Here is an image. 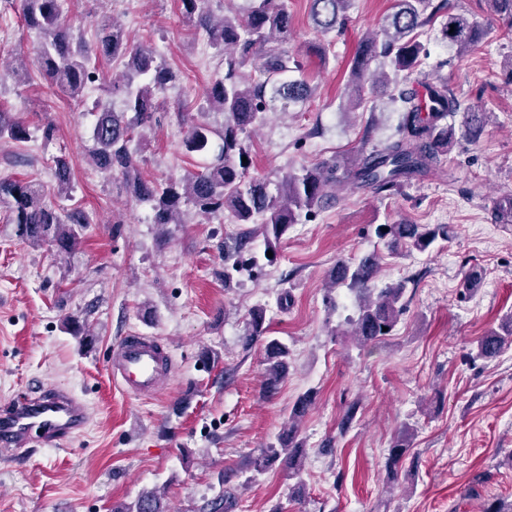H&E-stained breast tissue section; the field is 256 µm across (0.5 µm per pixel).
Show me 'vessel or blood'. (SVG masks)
Masks as SVG:
<instances>
[{
    "label": "vessel or blood",
    "instance_id": "vessel-or-blood-1",
    "mask_svg": "<svg viewBox=\"0 0 512 512\" xmlns=\"http://www.w3.org/2000/svg\"><path fill=\"white\" fill-rule=\"evenodd\" d=\"M109 370L125 392L155 396L173 376L170 348L150 336H123L112 351ZM85 424L81 401L59 388H38L0 408V457L14 460L33 444L61 443Z\"/></svg>",
    "mask_w": 512,
    "mask_h": 512
}]
</instances>
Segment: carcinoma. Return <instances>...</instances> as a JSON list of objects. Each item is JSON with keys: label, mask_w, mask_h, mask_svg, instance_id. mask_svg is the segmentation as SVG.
<instances>
[{"label": "carcinoma", "mask_w": 512, "mask_h": 512, "mask_svg": "<svg viewBox=\"0 0 512 512\" xmlns=\"http://www.w3.org/2000/svg\"><path fill=\"white\" fill-rule=\"evenodd\" d=\"M487 2L491 15L512 30V0ZM179 3L184 19L205 34L217 52L218 66L224 69L205 90V105L199 107V113L221 112L225 120L216 129L192 115L178 113L187 127L186 151L203 156L204 162L179 179L147 180L139 173L131 144L146 141L147 131L158 123L156 93L175 82L177 72L164 65L153 47L130 44L124 30L113 22L101 25L96 40L89 42L63 20L60 0H22L24 24L40 34L34 64L62 94L74 98L85 88L102 83L99 71L91 65L92 56L123 61V81L103 86L107 94L120 98L121 106L117 109L107 101L97 102L89 159L95 168L120 176L130 197L150 204L152 223L162 229L180 223L184 208L202 216L227 209L238 224L260 223L270 251L301 215L321 210L338 184L380 194L398 191L428 173L458 143L456 128L448 123L453 114L464 113V137L476 138L486 124V113L464 105L443 77L427 80L423 98L402 87L397 79V75H409L422 65L427 51L420 36L426 30L440 24L443 39L461 54L481 39L478 22L458 12L451 0H395L380 31L366 36L357 50L349 86L358 99L369 78L374 85L385 82L391 86L389 100L400 103L398 138L359 151L353 162L342 168L327 163L287 173L275 182L248 179L252 158L245 141L250 130L276 104L285 109L290 103L306 101L313 92L302 78L306 63L288 49L293 17L287 0H247L245 8L221 17L210 9L209 0ZM351 3L311 0V19L317 32L328 35L342 29ZM248 65L253 68L251 74L243 71ZM30 138L28 125L0 108V141L22 143ZM73 191L71 168L59 156L54 160L53 193L70 200ZM0 206L6 208V223L13 225L18 239L34 246L46 245L58 256L75 250L90 224L81 206L45 201L43 186L34 180L1 176ZM376 235L392 255L404 250L423 253L437 241L448 239V225L380 224ZM250 240V233L243 232L233 244H224L227 258L248 250ZM380 268L381 257L370 255L355 261L338 260L328 272L330 288L346 286L359 292L358 315L349 325L352 336L363 345L391 335L405 307L404 282L372 287ZM239 340L246 350L261 346L263 391L276 392L288 376L292 352L286 343L269 335L263 307L251 308ZM511 347L512 314L479 338L472 360L492 361ZM315 398L311 389L298 396L275 441L250 462V468L258 473L276 466L285 471L294 481L290 497L295 500L305 496L302 474L306 444L300 437L299 423ZM410 441L407 426L392 441L387 461L392 483L405 472ZM112 512H169V508L161 491L154 488L142 492L132 503L114 506Z\"/></svg>", "instance_id": "1"}]
</instances>
